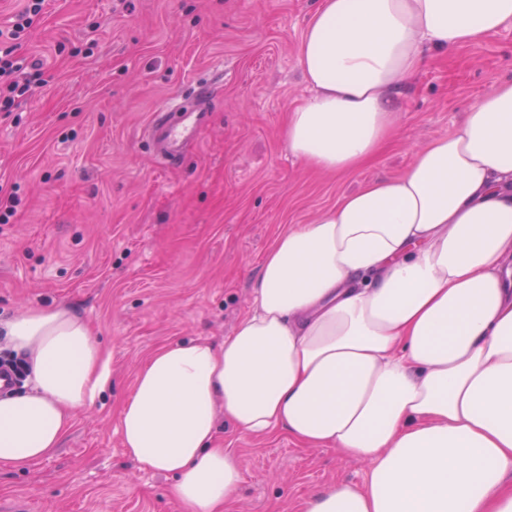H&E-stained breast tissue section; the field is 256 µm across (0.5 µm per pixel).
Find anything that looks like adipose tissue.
Returning <instances> with one entry per match:
<instances>
[{
	"instance_id": "ef3b65f1",
	"label": "adipose tissue",
	"mask_w": 512,
	"mask_h": 512,
	"mask_svg": "<svg viewBox=\"0 0 512 512\" xmlns=\"http://www.w3.org/2000/svg\"><path fill=\"white\" fill-rule=\"evenodd\" d=\"M510 27L512 0H318L289 152L339 175L375 161L428 58ZM254 293L223 342L152 352L119 411L126 455L172 475L187 512H224L242 481L222 420L369 460L363 487L330 485L303 512H512V79L404 174L288 227ZM0 332L31 372V390L0 397V465L21 470L59 448L112 362L64 306Z\"/></svg>"
}]
</instances>
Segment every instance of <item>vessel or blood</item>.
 Instances as JSON below:
<instances>
[{"mask_svg":"<svg viewBox=\"0 0 512 512\" xmlns=\"http://www.w3.org/2000/svg\"><path fill=\"white\" fill-rule=\"evenodd\" d=\"M208 94V89H200L193 97L179 100L156 114L147 137L165 164H178L182 145L196 139L205 126L207 111L202 102Z\"/></svg>","mask_w":512,"mask_h":512,"instance_id":"1","label":"vessel or blood"}]
</instances>
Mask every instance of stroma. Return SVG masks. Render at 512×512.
Segmentation results:
<instances>
[{
  "label": "stroma",
  "mask_w": 512,
  "mask_h": 512,
  "mask_svg": "<svg viewBox=\"0 0 512 512\" xmlns=\"http://www.w3.org/2000/svg\"><path fill=\"white\" fill-rule=\"evenodd\" d=\"M316 0H45L21 42L45 82L0 113V320L63 305L112 355V387L76 410L60 447L0 466V512H183L173 479L125 456L118 415L141 363L171 342L231 336L261 259L364 184L402 174L466 108L512 78V28L429 62L408 85L392 144L345 174L313 169L283 138L309 96L297 50ZM209 82V126L180 165L145 137L155 112ZM242 482L224 512H301L366 463L284 430L221 429Z\"/></svg>",
  "instance_id": "stroma-1"
}]
</instances>
